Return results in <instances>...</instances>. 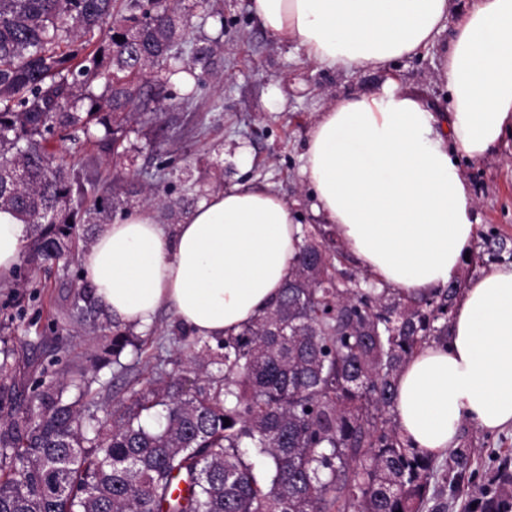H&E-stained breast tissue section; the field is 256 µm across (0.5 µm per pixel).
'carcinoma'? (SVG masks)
<instances>
[{
    "label": "carcinoma",
    "instance_id": "cac0c4a2",
    "mask_svg": "<svg viewBox=\"0 0 512 512\" xmlns=\"http://www.w3.org/2000/svg\"><path fill=\"white\" fill-rule=\"evenodd\" d=\"M148 4L0 0V208L31 227L33 270L91 243L132 196L172 220L186 207L129 181L81 212L74 201L86 186L49 149L82 134L120 156L130 125L158 119L145 100L165 99L168 82L189 87L196 67L212 64L213 46L190 38L167 0ZM109 18L117 33L89 49ZM318 235L303 241L265 312L214 345L176 325L171 369L103 417L90 380L74 396L44 369L20 388L0 382V512H447L462 497L465 512H512V465L484 481L469 443L440 459L396 420L397 374L420 347L448 338L460 286L378 292L339 269L346 254L334 231ZM482 239L494 255L507 248L493 228ZM73 310L81 321L109 317L87 282ZM128 346L142 350L131 326L112 321L113 363Z\"/></svg>",
    "mask_w": 512,
    "mask_h": 512
}]
</instances>
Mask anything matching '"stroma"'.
Instances as JSON below:
<instances>
[{"mask_svg":"<svg viewBox=\"0 0 512 512\" xmlns=\"http://www.w3.org/2000/svg\"><path fill=\"white\" fill-rule=\"evenodd\" d=\"M194 37L219 42L209 71H197L195 97L170 85L168 106L153 126L130 133L120 162H113L91 142L51 141L90 181L87 200H94L116 176L144 178L164 169L165 194L198 204L199 195L238 184L257 183L283 197L295 211H304L309 191L301 177L303 155L312 121L321 107L355 92L378 90L384 74L346 73L317 68L301 53L277 44L251 9V0H180ZM438 52L396 60L390 72L403 87L425 101L446 107L448 91L435 79ZM177 138L173 156L156 150L159 142ZM460 165L476 201L477 233L495 229L512 248V136L480 160ZM27 287L0 281V336L7 338L17 360L65 373L83 369L105 387L107 402L131 396L142 387L156 364L157 353L177 345L173 313L160 309L152 323L137 329L142 352L126 350L120 364L95 365L111 330L81 331L71 305L84 281L79 259L66 267L28 273ZM471 454L482 477H490L499 457L512 456V428L489 432L468 424Z\"/></svg>","mask_w":512,"mask_h":512,"instance_id":"obj_1","label":"stroma"}]
</instances>
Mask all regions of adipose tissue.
Instances as JSON below:
<instances>
[{
	"mask_svg": "<svg viewBox=\"0 0 512 512\" xmlns=\"http://www.w3.org/2000/svg\"><path fill=\"white\" fill-rule=\"evenodd\" d=\"M265 29L331 71H383L448 33L432 107L387 76L380 90L322 109L301 175L312 217L378 284L447 286L475 233V200L456 154L481 159L512 134V0H252ZM24 225L0 209V279L20 256ZM302 243L289 203L258 186L210 192L167 229L143 208L103 225L80 257L109 313L138 327L168 307L194 335L238 332L279 296ZM396 418L414 447H457L470 420L512 426V265L468 281L447 342L406 360Z\"/></svg>",
	"mask_w": 512,
	"mask_h": 512,
	"instance_id": "adipose-tissue-1",
	"label": "adipose tissue"
}]
</instances>
